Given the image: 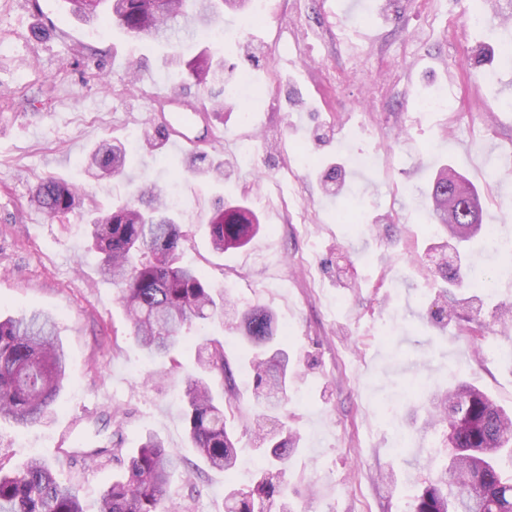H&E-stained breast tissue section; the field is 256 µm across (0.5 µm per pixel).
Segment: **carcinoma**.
Wrapping results in <instances>:
<instances>
[{
    "label": "carcinoma",
    "mask_w": 512,
    "mask_h": 512,
    "mask_svg": "<svg viewBox=\"0 0 512 512\" xmlns=\"http://www.w3.org/2000/svg\"><path fill=\"white\" fill-rule=\"evenodd\" d=\"M70 12L87 24L119 26L133 37L169 42L176 34L214 26L220 9H251L253 0H66ZM179 81L207 85L224 73V58L204 49L189 60L172 59ZM125 150L107 140L85 155L89 171L118 175ZM455 171L444 166L425 196L424 208L438 232L454 242L459 253L482 229L483 206L477 190L465 183L477 211L474 222L448 219L445 199ZM32 201L45 214L75 211L83 205L80 191L54 178L39 183ZM213 249L222 252L245 244L258 230V219L245 208L219 207L208 220ZM101 271L122 285L119 300L134 327L139 347L150 358H167L182 343V331L194 320L224 323L227 299L198 270L181 264L184 235L174 210L155 183L138 187L135 198L91 220ZM241 342L250 354L254 398L261 413L278 410L287 401L288 353L276 340L275 317L256 306L243 314ZM200 372L186 378L184 420L191 447L210 468L236 469L238 452L226 430L225 411L233 410V370L224 345L209 339L199 347ZM68 377V362L53 319L32 311L0 319V419L28 427L46 424ZM427 426L437 431L453 426L454 461L440 463L438 478L425 486L412 504L413 512H512V413L479 388L462 382L430 400ZM255 484L225 492L226 512H291L281 475L295 451L296 438L278 439L257 433ZM178 462L155 433L142 437L124 474L112 481L97 512H167L166 500ZM0 512H84L80 491L55 476V466L27 459L11 473H0Z\"/></svg>",
    "instance_id": "obj_1"
}]
</instances>
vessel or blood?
Returning a JSON list of instances; mask_svg holds the SVG:
<instances>
[{
    "label": "vessel or blood",
    "mask_w": 512,
    "mask_h": 512,
    "mask_svg": "<svg viewBox=\"0 0 512 512\" xmlns=\"http://www.w3.org/2000/svg\"><path fill=\"white\" fill-rule=\"evenodd\" d=\"M156 101L158 109L154 123L165 130L168 148L182 154L197 151L200 141L190 134L189 129L197 119L203 118V107L170 94L157 95Z\"/></svg>",
    "instance_id": "obj_1"
}]
</instances>
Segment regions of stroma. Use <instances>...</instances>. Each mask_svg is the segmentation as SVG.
Here are the masks:
<instances>
[{
	"label": "stroma",
	"instance_id": "35a3bbf8",
	"mask_svg": "<svg viewBox=\"0 0 512 512\" xmlns=\"http://www.w3.org/2000/svg\"><path fill=\"white\" fill-rule=\"evenodd\" d=\"M478 6L266 0L261 23L225 14L224 74L247 76L253 94L225 108L195 161L149 147L141 132L151 96L175 78L164 55L190 58L205 45L200 36L134 41L114 25L96 36L64 0H0V315L50 314L68 355L51 424L0 420V468L57 461L59 479L79 485L96 512L126 468V449L151 431L181 461L168 491L173 512H225L226 486L249 488L252 469L227 475L198 459L182 414L198 344L221 340L237 392L227 424L240 458L252 459L253 376L238 333L196 322L174 359H148L89 243L95 212L154 181L180 195L184 263L228 287L234 311L263 305L276 315L293 376L285 412L264 429L297 433L284 474L293 512H411L436 476L427 451L440 437L421 429L432 395L467 380L512 408V361L481 355L499 341L498 305H512V282L499 276L512 263V196L486 183L496 170L512 185V109L503 106L512 64L498 53L512 34V0H497V24L465 26ZM430 94L447 95V111L419 115ZM251 126L261 136L237 152ZM104 139L124 145V175L85 172L83 156ZM361 154L373 155L369 167L356 165ZM334 160L341 168L330 184L320 170ZM218 162L216 177L209 166ZM444 165L487 194L484 222L499 249L484 254L477 239L469 259L497 274L492 295L431 275L441 254L422 199ZM50 177L80 189V211L51 218L30 206ZM222 204L254 210L260 230L218 254L207 219ZM390 401L401 411L396 426L383 415ZM61 440L104 453L72 459Z\"/></svg>",
	"mask_w": 512,
	"mask_h": 512
}]
</instances>
